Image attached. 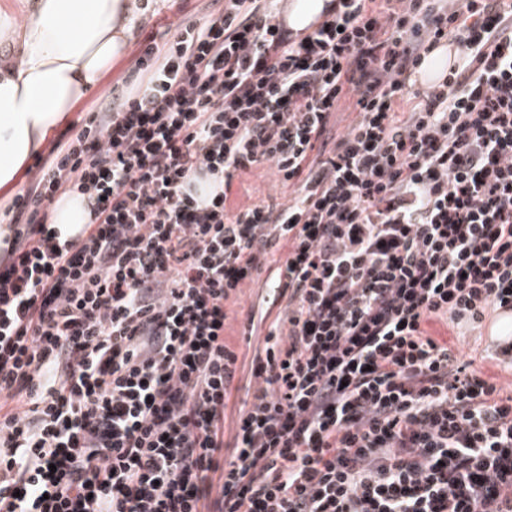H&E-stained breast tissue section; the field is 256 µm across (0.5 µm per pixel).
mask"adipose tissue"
I'll return each mask as SVG.
<instances>
[{
	"label": "adipose tissue",
	"instance_id": "1",
	"mask_svg": "<svg viewBox=\"0 0 512 512\" xmlns=\"http://www.w3.org/2000/svg\"><path fill=\"white\" fill-rule=\"evenodd\" d=\"M24 13L0 7V193L9 194L27 159L119 61L150 17L142 0H24ZM90 220L86 197L54 205L64 236Z\"/></svg>",
	"mask_w": 512,
	"mask_h": 512
}]
</instances>
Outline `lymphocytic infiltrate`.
Here are the masks:
<instances>
[{
	"mask_svg": "<svg viewBox=\"0 0 512 512\" xmlns=\"http://www.w3.org/2000/svg\"><path fill=\"white\" fill-rule=\"evenodd\" d=\"M277 2L145 40L136 91L15 195L0 512H512V394L426 330L512 306V0H333L284 38ZM264 165L286 201L232 205ZM76 193L64 239L48 207ZM265 270L279 311L228 449L226 304ZM89 211L86 197L76 194L63 196L54 205L51 221L63 236L69 237L77 234L81 225L88 224Z\"/></svg>",
	"mask_w": 512,
	"mask_h": 512,
	"instance_id": "lymphocytic-infiltrate-1",
	"label": "lymphocytic infiltrate"
}]
</instances>
